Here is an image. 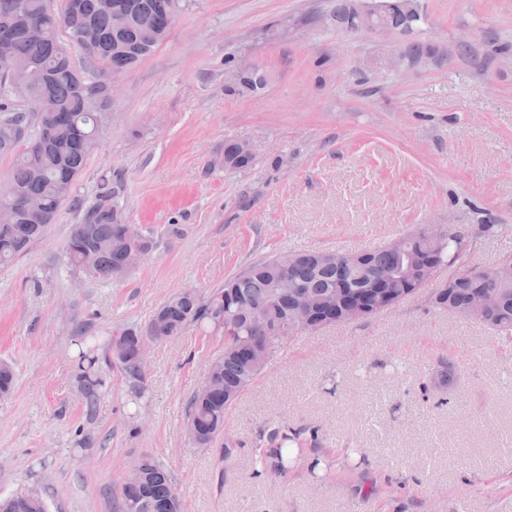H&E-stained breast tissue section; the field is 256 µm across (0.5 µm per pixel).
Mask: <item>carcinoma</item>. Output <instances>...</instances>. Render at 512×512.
I'll return each instance as SVG.
<instances>
[{"instance_id": "obj_1", "label": "carcinoma", "mask_w": 512, "mask_h": 512, "mask_svg": "<svg viewBox=\"0 0 512 512\" xmlns=\"http://www.w3.org/2000/svg\"><path fill=\"white\" fill-rule=\"evenodd\" d=\"M114 2L0 0V35L13 40L11 58L0 61V155L14 156L8 181L19 194L39 204L35 211L18 212V223L0 225V265L25 255L66 204L83 211L65 247L66 266L75 273L86 271L92 279L117 280L131 269L129 259L134 252H150L155 246L148 234L137 239L129 236L120 205V182H103L89 205L75 197L74 187L99 142L100 131L109 122L107 76L148 56L192 0H125L119 11L112 10ZM345 3L336 0L330 15L339 20L336 30L348 33L352 20ZM86 26L99 32L98 44L87 47L81 43V30ZM414 35L413 31L408 34L405 49V56L413 60L433 50V42ZM74 46L103 65V79L85 80L71 62ZM263 81L258 71L227 93L249 94ZM34 95L47 100L54 111L38 117L25 111L26 101ZM43 126L51 129V140L34 153L19 133L30 138ZM253 161L252 154H243L229 139L224 141V153L210 166L231 170ZM293 256L287 269L278 265L275 256L253 264L206 298L191 290L176 293L143 329L122 326L107 336L84 338L77 344L74 361L86 410L91 413L96 408L103 385L102 366H115L131 384V418H138L144 397V367L139 359L143 339L178 336L191 325L202 332L221 328L224 353L211 361L206 375L211 393L207 398L195 395L189 402L188 424L205 430L203 447L208 448L224 432L226 412L265 369L262 352L274 341V330L295 333L288 318L295 293L307 297L314 319L326 325L338 323L362 299L382 312L390 301L399 304L417 294L424 287L420 270L428 264L436 265L441 273L454 267L468 271L453 288L431 289L428 311L463 317L473 295L478 294L486 305L481 320L512 338V254L488 266L470 267L466 236L453 228L443 237L413 238L401 255L385 247L367 251L347 269L336 265L333 250L295 251ZM317 438L315 430L306 438L286 426L276 428L258 445L260 462L271 464L282 477L304 464L314 472L320 460L307 459L300 449ZM172 483L169 471L151 458L138 480L122 484L113 502L114 512H185L167 499ZM0 512H47V505L39 495L30 494L1 500Z\"/></svg>"}]
</instances>
